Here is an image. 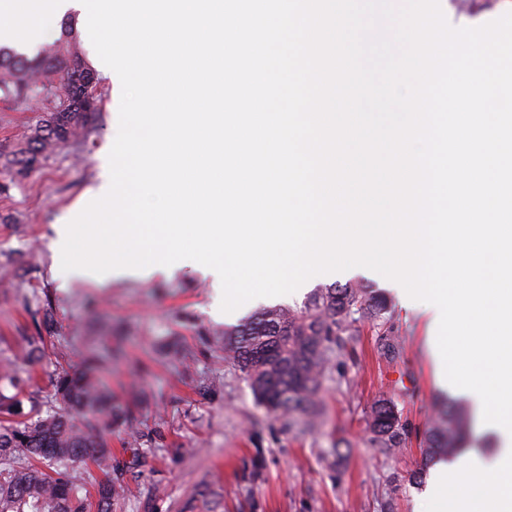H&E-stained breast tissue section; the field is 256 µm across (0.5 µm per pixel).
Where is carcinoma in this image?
Instances as JSON below:
<instances>
[{"label":"carcinoma","mask_w":512,"mask_h":512,"mask_svg":"<svg viewBox=\"0 0 512 512\" xmlns=\"http://www.w3.org/2000/svg\"><path fill=\"white\" fill-rule=\"evenodd\" d=\"M93 81L99 78L71 25L62 26L61 35L33 58L0 47V102L35 101L42 112L7 166L31 167L52 148L77 146L95 132L102 97L85 99ZM390 312L382 292L334 284L317 288L298 310L274 307L251 316L226 333L225 345L257 404L306 429L314 424L324 380L339 357L353 352L362 321L376 322L385 349L395 350ZM111 362L112 351L92 350L82 366L57 373L54 407L26 412L20 395L28 377L0 357V512H112V499L123 489L112 481V449L103 436L121 417L102 380ZM366 433L385 455L409 439L397 404L384 396L370 408ZM470 436L467 410L448 400L420 435L422 463L410 477L420 480L429 464L451 460ZM92 466L101 477H90Z\"/></svg>","instance_id":"obj_1"}]
</instances>
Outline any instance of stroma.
Returning a JSON list of instances; mask_svg holds the SVG:
<instances>
[{
  "mask_svg": "<svg viewBox=\"0 0 512 512\" xmlns=\"http://www.w3.org/2000/svg\"><path fill=\"white\" fill-rule=\"evenodd\" d=\"M35 106L0 103V167L39 120ZM118 132L111 110L80 147L61 146L33 170L0 176V351L33 375L25 395L51 393L56 357L80 362L107 337L112 403L128 411L107 439L112 476L125 492L112 512H425L428 484L409 479L417 441L385 456L366 442L365 416L379 395L392 397L413 431H422L441 393L420 312L394 302L398 343L384 355L376 328L360 327L343 380L328 378L313 427L299 433L260 408L243 375L214 340L264 309L296 308L316 288L373 285L375 271L317 276L297 292L253 299L224 316L209 279L185 259L171 276L94 280L62 271L51 250L67 215L88 205ZM51 308L52 326L42 322ZM44 338L38 360L30 337ZM340 445L342 457L331 449ZM264 468L252 477L255 457Z\"/></svg>",
  "mask_w": 512,
  "mask_h": 512,
  "instance_id": "stroma-1",
  "label": "stroma"
}]
</instances>
